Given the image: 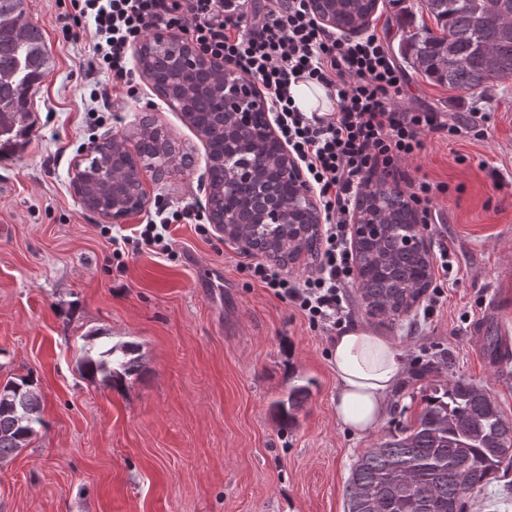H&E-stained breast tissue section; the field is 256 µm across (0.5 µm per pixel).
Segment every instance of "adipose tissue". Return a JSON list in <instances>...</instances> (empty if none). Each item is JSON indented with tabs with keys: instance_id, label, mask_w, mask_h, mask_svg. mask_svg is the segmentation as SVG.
Returning <instances> with one entry per match:
<instances>
[{
	"instance_id": "1",
	"label": "adipose tissue",
	"mask_w": 512,
	"mask_h": 512,
	"mask_svg": "<svg viewBox=\"0 0 512 512\" xmlns=\"http://www.w3.org/2000/svg\"><path fill=\"white\" fill-rule=\"evenodd\" d=\"M330 358L336 377L333 406L337 420L352 433L371 432L382 422L404 377L399 351L388 338L355 326L336 336Z\"/></svg>"
}]
</instances>
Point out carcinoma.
<instances>
[{
	"label": "carcinoma",
	"mask_w": 512,
	"mask_h": 512,
	"mask_svg": "<svg viewBox=\"0 0 512 512\" xmlns=\"http://www.w3.org/2000/svg\"><path fill=\"white\" fill-rule=\"evenodd\" d=\"M426 0V8L440 23L435 34L424 28L404 47L405 59L429 81L452 89L484 91L490 84L512 78V0ZM377 0H334L330 14L339 30L354 31L375 12ZM23 0H0V152L32 130L31 91L50 71V59L41 29L23 20ZM154 87L163 96L173 91H197L207 80L206 65L193 71L170 66L153 73ZM189 123L206 138L211 165L208 170V205L238 212L254 201L284 202L281 184L260 181L248 189L231 183L229 174L248 162L262 166L278 157L274 146L266 150L224 147V119L217 101L199 104L189 98ZM137 155L140 166L126 157L121 165L126 189L141 184V169L192 163L159 128L139 125ZM112 141L99 142L84 166L81 197L92 212L116 217L142 208L140 199L116 197L112 188ZM364 211L387 216L386 232L375 241L359 238L358 279L366 310L378 309L394 319L409 313L430 286L431 259L421 250L407 222L401 197L376 189L362 199ZM250 241L270 255L318 254V229L314 224L282 225L256 222ZM132 345L112 346L97 354L86 350L80 358L84 375L102 376L120 389L140 368ZM308 388H293L279 402L284 415L306 398ZM42 395L28 376L6 381L0 389V462L17 455L37 434L44 421ZM512 469V423L506 422L485 389L457 380L442 381L424 398L415 421L400 434L368 448L351 469L345 489V512H465V503L486 490L501 472ZM374 491L373 506L355 497L356 490Z\"/></svg>",
	"instance_id": "obj_1"
}]
</instances>
